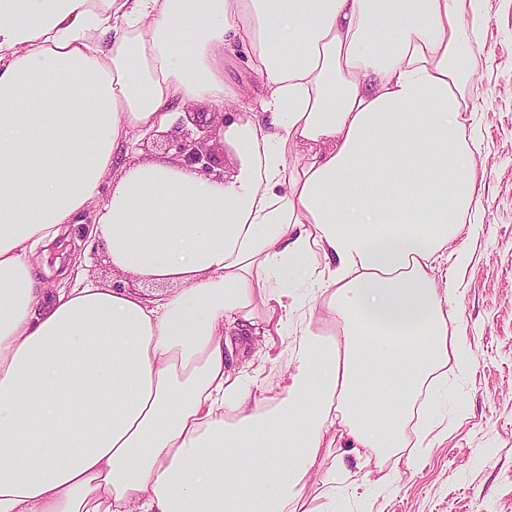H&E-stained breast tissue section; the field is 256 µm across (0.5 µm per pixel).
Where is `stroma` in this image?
<instances>
[{
	"label": "stroma",
	"mask_w": 512,
	"mask_h": 512,
	"mask_svg": "<svg viewBox=\"0 0 512 512\" xmlns=\"http://www.w3.org/2000/svg\"><path fill=\"white\" fill-rule=\"evenodd\" d=\"M488 22L473 46L475 78L467 85L483 138L475 163L482 175L481 219L452 248L470 260L455 271L449 328L473 356L470 376L452 391L461 413L448 414L447 436L402 468L388 494L360 502L337 497L331 512H512V0H488ZM84 228L40 248L52 272L74 257ZM294 336L272 332L242 340L236 367L260 371L259 401L274 398Z\"/></svg>",
	"instance_id": "stroma-1"
}]
</instances>
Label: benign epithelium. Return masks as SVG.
Masks as SVG:
<instances>
[{"label":"benign epithelium","instance_id":"7a95c632","mask_svg":"<svg viewBox=\"0 0 512 512\" xmlns=\"http://www.w3.org/2000/svg\"><path fill=\"white\" fill-rule=\"evenodd\" d=\"M216 120L186 112L178 126L162 134L176 162L206 175L224 176V146L216 143Z\"/></svg>","mask_w":512,"mask_h":512}]
</instances>
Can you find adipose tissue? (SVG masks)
<instances>
[{"label":"adipose tissue","instance_id":"adipose-tissue-1","mask_svg":"<svg viewBox=\"0 0 512 512\" xmlns=\"http://www.w3.org/2000/svg\"><path fill=\"white\" fill-rule=\"evenodd\" d=\"M484 19L477 0H0V512H324L440 430L471 365L436 272L469 261L448 245L478 210ZM201 100L240 110L236 173L130 163L135 133ZM81 223L79 264L100 248L169 292L47 293L35 248ZM271 305L297 342L261 404L233 338ZM224 78L226 82L236 84L248 94L254 95L259 91L258 84L254 81L242 58L225 56Z\"/></svg>","mask_w":512,"mask_h":512}]
</instances>
